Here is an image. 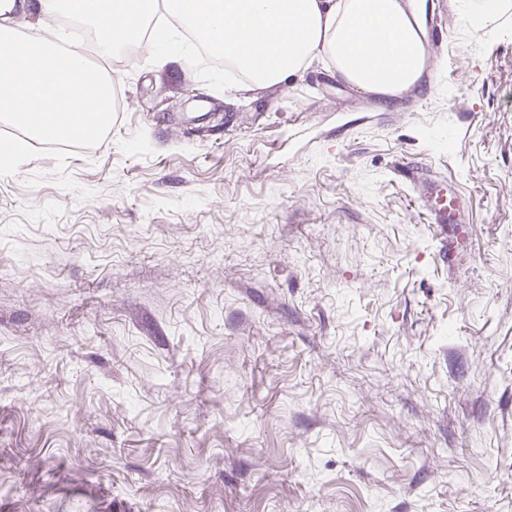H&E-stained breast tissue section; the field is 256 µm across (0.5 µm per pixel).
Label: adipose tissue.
Returning a JSON list of instances; mask_svg holds the SVG:
<instances>
[{
  "instance_id": "adipose-tissue-1",
  "label": "adipose tissue",
  "mask_w": 512,
  "mask_h": 512,
  "mask_svg": "<svg viewBox=\"0 0 512 512\" xmlns=\"http://www.w3.org/2000/svg\"><path fill=\"white\" fill-rule=\"evenodd\" d=\"M39 10L49 22L70 14L92 25L103 56L145 40L157 48L190 28L249 92L328 60L346 84L391 103L427 65L409 0H40Z\"/></svg>"
}]
</instances>
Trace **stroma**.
I'll return each instance as SVG.
<instances>
[{
	"mask_svg": "<svg viewBox=\"0 0 512 512\" xmlns=\"http://www.w3.org/2000/svg\"><path fill=\"white\" fill-rule=\"evenodd\" d=\"M440 24L386 110L323 63L96 57L91 198L0 178V512H512V12ZM400 158L464 195L454 265Z\"/></svg>",
	"mask_w": 512,
	"mask_h": 512,
	"instance_id": "stroma-1",
	"label": "stroma"
}]
</instances>
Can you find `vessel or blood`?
<instances>
[{"instance_id": "b4317fda", "label": "vessel or blood", "mask_w": 512, "mask_h": 512, "mask_svg": "<svg viewBox=\"0 0 512 512\" xmlns=\"http://www.w3.org/2000/svg\"><path fill=\"white\" fill-rule=\"evenodd\" d=\"M395 173L402 181L417 186L418 207L425 222L435 229L440 243L438 257L445 263L452 261L456 255V246L448 228L459 222L463 195L419 164L397 163Z\"/></svg>"}]
</instances>
